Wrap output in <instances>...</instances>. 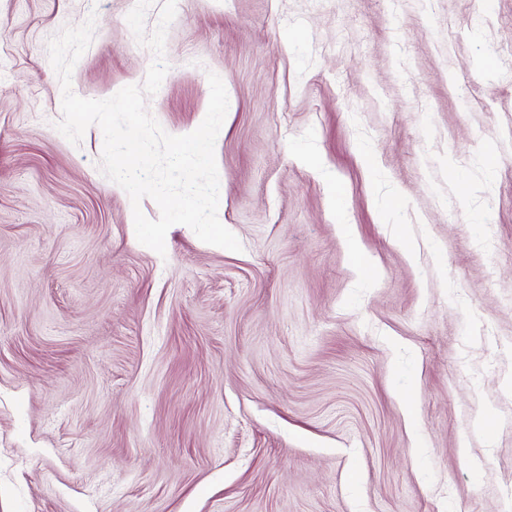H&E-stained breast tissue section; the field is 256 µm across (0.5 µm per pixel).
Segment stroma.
Listing matches in <instances>:
<instances>
[{"mask_svg":"<svg viewBox=\"0 0 512 512\" xmlns=\"http://www.w3.org/2000/svg\"><path fill=\"white\" fill-rule=\"evenodd\" d=\"M130 0H0V512H512V0H177L147 108L233 252L136 238L103 134Z\"/></svg>","mask_w":512,"mask_h":512,"instance_id":"35a3bbf8","label":"stroma"}]
</instances>
